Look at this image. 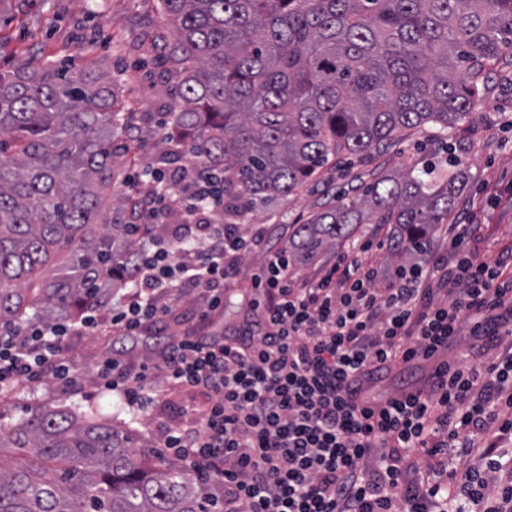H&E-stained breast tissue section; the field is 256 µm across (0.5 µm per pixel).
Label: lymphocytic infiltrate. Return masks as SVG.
Returning a JSON list of instances; mask_svg holds the SVG:
<instances>
[{"label": "lymphocytic infiltrate", "mask_w": 512, "mask_h": 512, "mask_svg": "<svg viewBox=\"0 0 512 512\" xmlns=\"http://www.w3.org/2000/svg\"><path fill=\"white\" fill-rule=\"evenodd\" d=\"M178 194L187 249L140 225L129 292L71 324L0 335V395L67 375L66 336L161 326L173 289L198 292V320L223 310L239 259L260 240L210 222L207 210L224 198L203 180L174 195L152 190L144 207L161 214ZM475 229L450 225L445 249L414 251L387 270L365 265L366 245H352L300 284L287 251L269 254L252 277V319L224 336L171 337L159 358L136 366L106 358L97 379L139 409L156 372L209 394L162 446L221 477L224 512H512V251L482 258L467 247ZM465 333L494 351L491 363L455 352ZM441 351L447 364L414 393L358 404L363 383L392 364ZM471 456L480 469L457 468Z\"/></svg>", "instance_id": "1"}]
</instances>
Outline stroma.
I'll return each mask as SVG.
<instances>
[{
  "label": "stroma",
  "instance_id": "stroma-1",
  "mask_svg": "<svg viewBox=\"0 0 512 512\" xmlns=\"http://www.w3.org/2000/svg\"><path fill=\"white\" fill-rule=\"evenodd\" d=\"M166 29L160 0H0V68L9 69L29 58L50 60L59 66L86 65L112 78L114 108L125 113L134 140L112 142V167L117 175L115 193L138 199L147 183L139 176L144 167L164 166L168 183H175V164H162L163 146L158 123L176 101L177 80L163 61ZM461 136L468 147L470 182L457 210L461 220H474L481 229L469 248L486 259H496L512 246V201L499 207L486 205L488 196L512 186V89L493 84L474 121L464 124ZM431 129L405 132L374 159L346 156L330 162L319 180L285 199L251 207L242 218L244 232L261 231V249L245 254L232 286V304L201 326L203 333L219 334L246 319L245 302L251 279L268 253L288 245V227L308 219L336 193L350 190L355 179L375 166H401L437 148ZM163 333L152 330L138 336H103L97 333L67 337L64 357L71 366L67 380L45 379L0 396V415L14 421L42 406L66 405L110 415L122 406L118 394L102 391L96 383L101 359L111 353L133 357L159 346L168 336L180 335L197 305L193 292L175 289ZM155 402L131 425L134 444L149 443L160 450L165 430L184 418L187 410L204 404L205 392L169 388L156 383Z\"/></svg>",
  "mask_w": 512,
  "mask_h": 512
}]
</instances>
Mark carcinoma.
I'll list each match as a JSON object with an SVG mask.
<instances>
[{"label":"carcinoma","instance_id":"1","mask_svg":"<svg viewBox=\"0 0 512 512\" xmlns=\"http://www.w3.org/2000/svg\"><path fill=\"white\" fill-rule=\"evenodd\" d=\"M180 76L163 157L224 187L225 222L293 194L343 155L364 158L426 125L455 135L512 67V0H161ZM112 79L50 64L0 71V330L76 320L136 275L137 232L112 189ZM466 147L376 169L291 225L293 265L360 224H394L395 249L455 214ZM66 253L49 279L51 254ZM129 416L38 408L0 417V512H223L220 483L132 451Z\"/></svg>","mask_w":512,"mask_h":512}]
</instances>
